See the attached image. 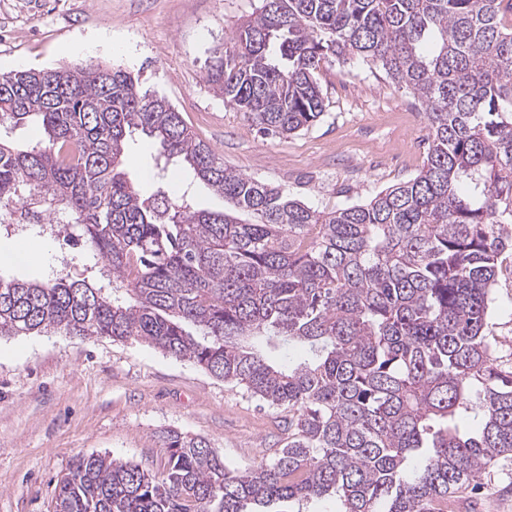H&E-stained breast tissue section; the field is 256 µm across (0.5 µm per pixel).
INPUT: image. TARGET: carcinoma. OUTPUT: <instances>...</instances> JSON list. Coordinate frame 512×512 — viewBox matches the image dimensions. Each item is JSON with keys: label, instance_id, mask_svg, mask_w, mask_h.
Returning <instances> with one entry per match:
<instances>
[{"label": "carcinoma", "instance_id": "cac0c4a2", "mask_svg": "<svg viewBox=\"0 0 512 512\" xmlns=\"http://www.w3.org/2000/svg\"><path fill=\"white\" fill-rule=\"evenodd\" d=\"M206 81L265 136L323 115L316 79L359 57L427 119L412 179L368 202L314 209L224 163L165 97L110 65L0 74V128L34 120L33 146L0 139V205L65 211L106 268L100 284L0 278V336L65 333L147 343L288 411V444L230 469L208 442L162 434L165 467L76 457L54 512H448L512 457V367L486 335L498 262L512 251V31L502 0H262ZM156 140L231 203L143 197L120 169L127 135ZM298 342L288 368L253 344ZM473 415L474 430L459 420Z\"/></svg>", "mask_w": 512, "mask_h": 512}]
</instances>
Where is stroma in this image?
<instances>
[{"mask_svg": "<svg viewBox=\"0 0 512 512\" xmlns=\"http://www.w3.org/2000/svg\"><path fill=\"white\" fill-rule=\"evenodd\" d=\"M262 0H0V72L74 66L97 59L131 72L166 97L196 136L247 175L323 210L360 204L410 179L426 159V120L381 68L354 57L328 60L317 81L319 121L295 134L262 137L206 81L216 51ZM208 40H198L200 31ZM158 144L127 139L125 169L142 195L158 187L192 195L197 208L224 200L161 172ZM36 240L43 254L0 277L43 280L63 273L95 281L85 243L37 236L35 227L0 224V246ZM489 333L502 365L512 364V256L492 290ZM287 411L260 410L241 387L147 344L59 333L0 338V512H53L57 484L73 459L91 453L161 470L173 429L204 438L231 468L245 472L284 445ZM480 488L462 490L455 512H512V459L487 467Z\"/></svg>", "mask_w": 512, "mask_h": 512, "instance_id": "1", "label": "stroma"}]
</instances>
